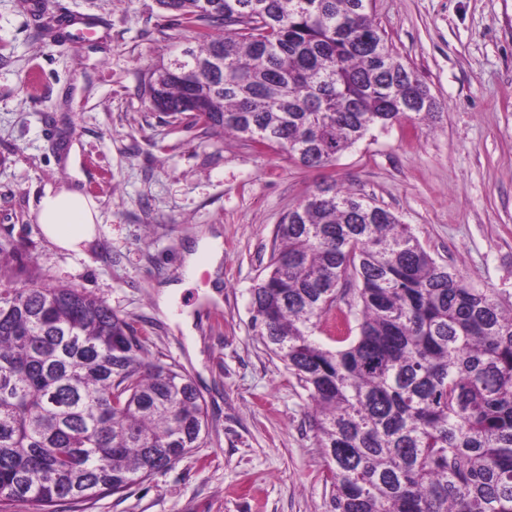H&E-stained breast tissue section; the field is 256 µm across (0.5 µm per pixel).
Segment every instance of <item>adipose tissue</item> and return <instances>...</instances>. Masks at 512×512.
<instances>
[{
	"mask_svg": "<svg viewBox=\"0 0 512 512\" xmlns=\"http://www.w3.org/2000/svg\"><path fill=\"white\" fill-rule=\"evenodd\" d=\"M36 212L45 238L69 253L79 252L81 244L96 235L100 222L96 202L74 185L45 188Z\"/></svg>",
	"mask_w": 512,
	"mask_h": 512,
	"instance_id": "adipose-tissue-1",
	"label": "adipose tissue"
}]
</instances>
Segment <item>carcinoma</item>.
I'll return each mask as SVG.
<instances>
[{"instance_id": "cac0c4a2", "label": "carcinoma", "mask_w": 512, "mask_h": 512, "mask_svg": "<svg viewBox=\"0 0 512 512\" xmlns=\"http://www.w3.org/2000/svg\"><path fill=\"white\" fill-rule=\"evenodd\" d=\"M194 47L150 70L151 108L323 168L439 102L374 0H157ZM416 100L414 113L405 111ZM0 243V507L76 510L201 447L194 380L145 361L104 301L10 273ZM337 347L315 329L346 286ZM252 326L307 393L335 512H512V297L436 262L390 210L322 183L276 225Z\"/></svg>"}]
</instances>
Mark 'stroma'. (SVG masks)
I'll return each mask as SVG.
<instances>
[{
    "label": "stroma",
    "instance_id": "1",
    "mask_svg": "<svg viewBox=\"0 0 512 512\" xmlns=\"http://www.w3.org/2000/svg\"><path fill=\"white\" fill-rule=\"evenodd\" d=\"M374 14L442 110L305 169L149 108L145 73L189 44L156 0H0V242L42 284L86 290L143 329L148 357L190 374L208 406L202 447L81 512H333L307 397L249 312L275 225L318 184L352 186L438 263L512 294V0H375ZM74 143L77 175L63 160ZM76 182L101 219L78 254L35 211L45 185ZM208 233L219 267L187 271L184 249ZM169 282L183 289L164 311ZM188 307L189 336L176 321Z\"/></svg>",
    "mask_w": 512,
    "mask_h": 512
}]
</instances>
